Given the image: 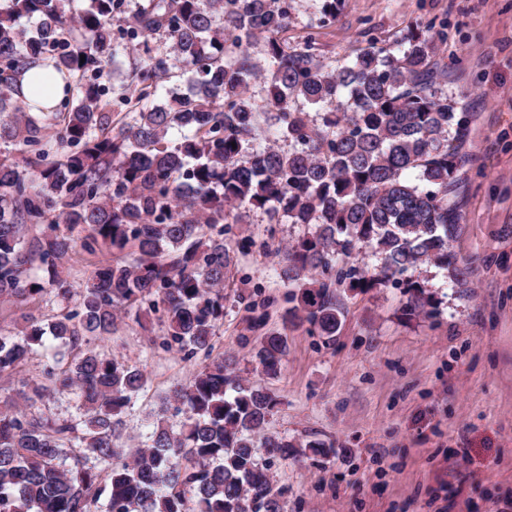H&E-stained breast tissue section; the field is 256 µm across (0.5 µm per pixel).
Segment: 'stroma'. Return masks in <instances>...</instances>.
<instances>
[{"label":"stroma","instance_id":"35a3bbf8","mask_svg":"<svg viewBox=\"0 0 512 512\" xmlns=\"http://www.w3.org/2000/svg\"><path fill=\"white\" fill-rule=\"evenodd\" d=\"M286 2L289 46H312L327 62L372 43L393 46L420 20L443 27L435 41L442 86L469 115L462 232L451 251L470 285L451 287L445 270L422 266L430 318H407L408 296L392 284L339 292L342 326L328 343L310 325H283L296 300L279 276L282 257L308 226L247 212L224 236L234 260L211 354L181 350L154 313L122 314L112 335L91 341L148 376L123 439L142 445L160 411L179 424L163 397L221 357L277 396L270 432L336 450L271 459L286 512H512V0H345L333 18L321 0ZM120 45L118 75L100 80L116 120L136 95L124 78L135 46ZM281 327L288 352L271 379L255 353L265 331Z\"/></svg>","mask_w":512,"mask_h":512}]
</instances>
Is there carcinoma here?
I'll use <instances>...</instances> for the list:
<instances>
[{"label":"carcinoma","mask_w":512,"mask_h":512,"mask_svg":"<svg viewBox=\"0 0 512 512\" xmlns=\"http://www.w3.org/2000/svg\"><path fill=\"white\" fill-rule=\"evenodd\" d=\"M3 0L0 4V143L29 154L39 184L0 159V301L52 293L68 310L48 324L30 312L18 333H0V379L44 346L45 334L77 349L110 335L121 308L162 311L167 335L190 353L211 349L224 318V283L232 262L222 225L236 210H260L277 222L312 227L284 257L282 278L299 289L289 323H308L326 342L342 325L336 288L367 291L389 283L410 293L407 312L432 316V298L415 278L423 265L468 287L469 268L449 246L461 231L456 201L467 112L441 87L427 33L415 25L396 49L371 45L339 66L310 46L288 47V8L275 0H141L118 16L119 0ZM22 18L36 20L27 28ZM120 23L143 56L132 73L138 102L132 121L112 125L97 79L117 52ZM164 38L189 73L190 89L156 104L154 79ZM262 45L264 130L248 94ZM85 62H80V56ZM34 59L67 75L62 112L26 113L13 82ZM318 108L312 123L304 106ZM59 127L63 151L41 147L39 119ZM182 131L171 140V130ZM270 134L288 150L262 143ZM83 227L82 247L113 254L79 292L58 270L76 241L59 223ZM28 224L48 232L26 247ZM379 258L370 269L360 255ZM38 260L48 279L30 277ZM287 334L270 331L256 357L278 375ZM148 378L143 370L89 348L70 366L52 359L42 379L7 397L0 409V512H284L267 464L297 446L268 434L273 392L243 382L218 358L170 398L185 418L159 420L142 448L121 443L122 417ZM75 392L84 420L26 411L48 391ZM73 453L72 465L62 462Z\"/></svg>","instance_id":"1"}]
</instances>
